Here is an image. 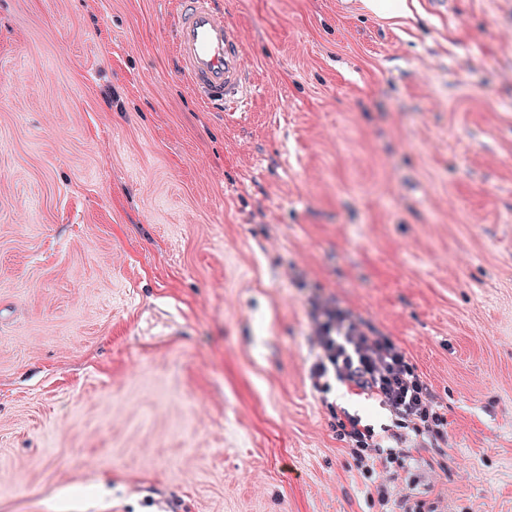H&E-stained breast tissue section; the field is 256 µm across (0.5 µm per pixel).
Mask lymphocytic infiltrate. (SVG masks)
<instances>
[{"label": "lymphocytic infiltrate", "mask_w": 512, "mask_h": 512, "mask_svg": "<svg viewBox=\"0 0 512 512\" xmlns=\"http://www.w3.org/2000/svg\"><path fill=\"white\" fill-rule=\"evenodd\" d=\"M312 340L316 353L309 374L317 392H327L331 381H338L378 402L390 417L379 424L344 408L334 414L336 438L344 442L362 481L366 504L388 505L389 488L375 481L376 471L398 479L413 450L448 440V419L438 397L402 347L389 337L368 334L335 302L315 304Z\"/></svg>", "instance_id": "lymphocytic-infiltrate-1"}]
</instances>
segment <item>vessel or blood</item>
<instances>
[{"label":"vessel or blood","instance_id":"obj_1","mask_svg":"<svg viewBox=\"0 0 512 512\" xmlns=\"http://www.w3.org/2000/svg\"><path fill=\"white\" fill-rule=\"evenodd\" d=\"M172 39L179 71L198 98L223 107L225 121L245 118L255 88L243 65L239 31L216 0H177Z\"/></svg>","mask_w":512,"mask_h":512}]
</instances>
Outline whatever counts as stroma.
I'll return each mask as SVG.
<instances>
[{
    "label": "stroma",
    "mask_w": 512,
    "mask_h": 512,
    "mask_svg": "<svg viewBox=\"0 0 512 512\" xmlns=\"http://www.w3.org/2000/svg\"><path fill=\"white\" fill-rule=\"evenodd\" d=\"M259 93L180 75L173 0H0V512H379L311 309L448 417L394 498L512 512V0H217Z\"/></svg>",
    "instance_id": "stroma-1"
}]
</instances>
